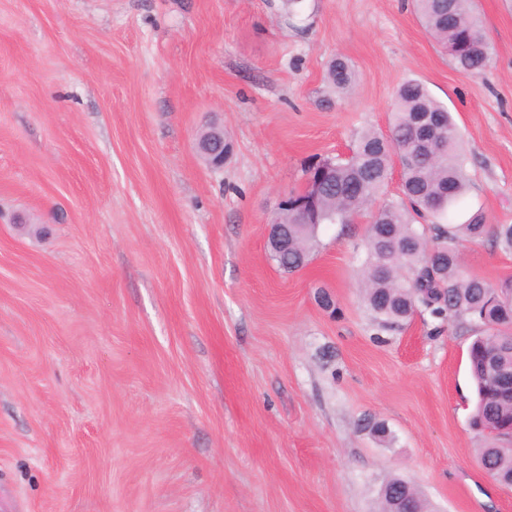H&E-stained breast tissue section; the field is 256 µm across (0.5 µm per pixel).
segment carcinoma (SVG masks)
Here are the masks:
<instances>
[{
  "instance_id": "obj_1",
  "label": "carcinoma",
  "mask_w": 512,
  "mask_h": 512,
  "mask_svg": "<svg viewBox=\"0 0 512 512\" xmlns=\"http://www.w3.org/2000/svg\"><path fill=\"white\" fill-rule=\"evenodd\" d=\"M427 31L448 54L452 65L478 75L489 64V44L471 0H414ZM354 73L344 60L328 70V81L348 90ZM460 134L448 109L415 80L402 83L390 135L365 130L352 155L336 157L323 182L315 212L290 208L284 219L293 245L271 260L293 272L309 257L324 224H349L372 210L364 241L361 286L379 329L394 330L415 313H427L439 324L488 325L491 335L475 339L468 358L475 402L470 427L481 439L478 459L499 483L512 486V396H504L494 372L484 368L485 353L504 346L501 360L512 370V279L496 284L470 275L460 246L490 237L512 249V224L489 229L481 211L464 223L448 222L468 188ZM402 152L404 172L398 200L384 198L393 168L392 142Z\"/></svg>"
}]
</instances>
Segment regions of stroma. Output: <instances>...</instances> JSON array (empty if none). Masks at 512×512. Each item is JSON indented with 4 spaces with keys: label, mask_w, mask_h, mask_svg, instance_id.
I'll return each mask as SVG.
<instances>
[{
    "label": "stroma",
    "mask_w": 512,
    "mask_h": 512,
    "mask_svg": "<svg viewBox=\"0 0 512 512\" xmlns=\"http://www.w3.org/2000/svg\"><path fill=\"white\" fill-rule=\"evenodd\" d=\"M474 6L471 76L410 0H0V512H377L394 475L432 512H512L468 425L476 329H378L367 215L294 273L266 247L409 79L458 125L467 206L512 224V0ZM461 253L512 277V250ZM354 73L351 66L338 59L328 70V81L339 90H349L353 83ZM214 147H218V149L223 148V153L216 159L214 156L217 151L213 150ZM196 150L212 169H222L224 167L225 155L223 127L211 124L206 134L199 136L196 142Z\"/></svg>",
    "instance_id": "obj_1"
}]
</instances>
